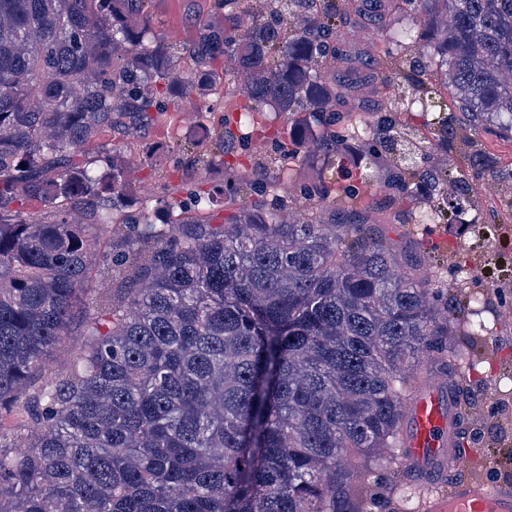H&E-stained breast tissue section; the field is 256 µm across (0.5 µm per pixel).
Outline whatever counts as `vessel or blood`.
Masks as SVG:
<instances>
[{"mask_svg":"<svg viewBox=\"0 0 512 512\" xmlns=\"http://www.w3.org/2000/svg\"><path fill=\"white\" fill-rule=\"evenodd\" d=\"M459 413L452 379L437 377L412 393L402 434L406 463L412 470L425 475L472 465V456L457 446ZM423 487L428 491L425 512H512V489L493 488L476 478L449 485L443 495L431 494V482L425 481Z\"/></svg>","mask_w":512,"mask_h":512,"instance_id":"vessel-or-blood-1","label":"vessel or blood"}]
</instances>
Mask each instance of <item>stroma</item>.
<instances>
[{
  "label": "stroma",
  "mask_w": 512,
  "mask_h": 512,
  "mask_svg": "<svg viewBox=\"0 0 512 512\" xmlns=\"http://www.w3.org/2000/svg\"><path fill=\"white\" fill-rule=\"evenodd\" d=\"M216 10L217 0L147 3L157 32L180 42L195 40L199 23ZM377 12L376 5H369L357 25L337 31V59L326 70L327 78L348 92L347 102L358 112H377L386 104L375 78L383 45L381 27L374 20ZM180 112L182 118L170 132L156 126L143 139L113 137L117 155L132 174L121 218H139L141 204L147 200L154 204L150 213L153 223H172L174 213L163 201L182 196L185 191L176 169L178 160L192 152H217L222 133L217 119L224 113L223 103L211 95L193 94L182 103ZM315 174V165H301L296 181L280 182L276 193L287 199L292 209L333 219L337 204L314 206L299 192L300 182L312 179ZM365 191L377 202L378 231L397 251L422 264H435L438 277L450 283L462 277L457 269L461 260L469 267L488 272L483 280L468 282L467 287L480 298L479 304L473 305V312L490 322L493 329L491 333L472 336L461 328L456 341L469 349L462 366L470 373L467 400L471 417L467 430L471 437L469 448L476 461L472 474L493 486L512 487V288H497L495 279L489 275L498 262L512 260V230L503 229L500 241L469 249L461 257L457 254L458 244L472 240L467 225L436 224L427 231L417 224H402L394 218L399 206L385 189L373 182L367 184Z\"/></svg>",
  "instance_id": "stroma-1"
}]
</instances>
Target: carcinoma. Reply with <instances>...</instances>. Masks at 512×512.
<instances>
[{
	"instance_id": "cac0c4a2",
	"label": "carcinoma",
	"mask_w": 512,
	"mask_h": 512,
	"mask_svg": "<svg viewBox=\"0 0 512 512\" xmlns=\"http://www.w3.org/2000/svg\"><path fill=\"white\" fill-rule=\"evenodd\" d=\"M145 2L0 0V512H362L356 483L380 472L411 512L415 363L446 372L465 359L448 336L490 327L467 320L462 284L421 272L366 217L286 210L275 181L294 178L301 146L288 129L263 162L273 177L237 145L264 107L289 112L346 181L334 193L321 172L308 199L356 203L367 178L342 160L357 142L412 223L461 221L473 181L512 186V168L473 139L437 167L457 132L435 95L512 134V0H399L417 19L384 27L385 112L337 109L340 0H221L224 23L187 46L155 31ZM221 82V154L179 160L182 182L218 164L258 202L213 224L198 193L165 202L176 224L115 223L126 170L106 151L76 157ZM23 200L52 219L25 217ZM93 226L110 229L102 247ZM78 321L70 368L35 381Z\"/></svg>"
}]
</instances>
